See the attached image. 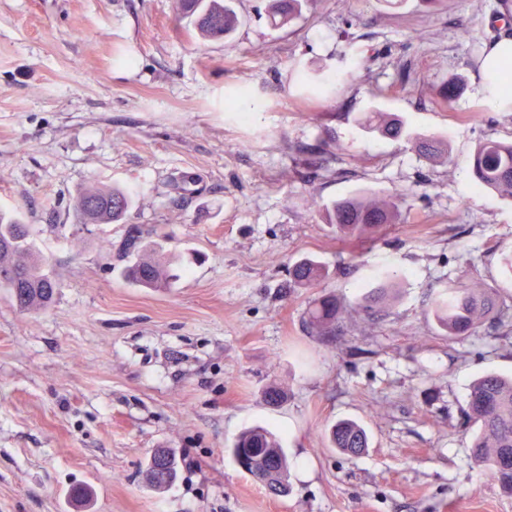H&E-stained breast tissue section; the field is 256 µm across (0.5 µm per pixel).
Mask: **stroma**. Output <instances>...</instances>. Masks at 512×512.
<instances>
[{"mask_svg":"<svg viewBox=\"0 0 512 512\" xmlns=\"http://www.w3.org/2000/svg\"><path fill=\"white\" fill-rule=\"evenodd\" d=\"M269 3L235 0L241 25L204 41L178 0H0V212L30 225L61 283L45 312L0 288V512H512L463 416L476 377L512 374V326L451 339L430 314L451 284L512 308V201L471 176L479 143L512 142V107L479 88L512 11L313 0L277 28ZM241 85L262 103L246 126ZM371 110L447 140L448 161L362 129ZM93 185L129 193L123 221L74 223ZM356 193L398 194L400 223L344 238L322 209ZM135 228L170 257L169 287L127 279ZM304 257L328 269L317 287L290 285ZM383 268L386 308L312 332V300L351 304ZM273 381L278 408L260 399ZM345 418L368 432L360 456L329 444ZM254 426L280 437L288 495L228 453ZM156 448L180 458L162 491L144 479Z\"/></svg>","mask_w":512,"mask_h":512,"instance_id":"35a3bbf8","label":"stroma"}]
</instances>
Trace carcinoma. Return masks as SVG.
<instances>
[{
  "mask_svg": "<svg viewBox=\"0 0 512 512\" xmlns=\"http://www.w3.org/2000/svg\"><path fill=\"white\" fill-rule=\"evenodd\" d=\"M185 18L205 40L229 37L240 23L234 0H180ZM308 0H271L269 18L276 26L291 23L301 13ZM366 126L390 137L402 134L403 126L395 120L373 115ZM415 148L429 159L444 153L442 143L435 138L418 137ZM473 174L479 185L512 199V143L489 140L480 144L473 157ZM131 206V198L121 189L89 188L74 199L72 208L79 224H112L123 220ZM399 219V198L396 195L375 198L356 195L333 203L326 208L325 221L347 236L375 233L385 224ZM124 253L134 256L126 266L128 279L144 288L161 289L169 286L164 265L153 256V248L142 243L139 230L129 235ZM328 272L318 261L302 258L289 269L291 282L297 287L319 284ZM0 288L22 310L46 311L55 301L61 284L48 270V262L33 245L27 225L0 213ZM389 296L381 285L363 288L357 296L355 310L371 315ZM344 309L334 294H324L313 300L307 315L316 335L335 334ZM432 314L450 338L470 335L486 317L503 318L495 298L478 286H450L433 303ZM267 405L278 407L287 398L286 392L275 385L261 394ZM466 418L475 427L472 443L475 459L482 476L512 492V469L503 470L504 460L512 457V377L487 374L470 388ZM331 447L346 454L358 455L368 448L366 429L356 420L342 419L328 429ZM233 458H243L252 480L266 490L284 495L288 491V458L278 436L264 427L242 432L231 448ZM178 474V462L173 451L161 448L150 457L145 470L146 483L155 490L172 484Z\"/></svg>",
  "mask_w": 512,
  "mask_h": 512,
  "instance_id": "cac0c4a2",
  "label": "carcinoma"
}]
</instances>
